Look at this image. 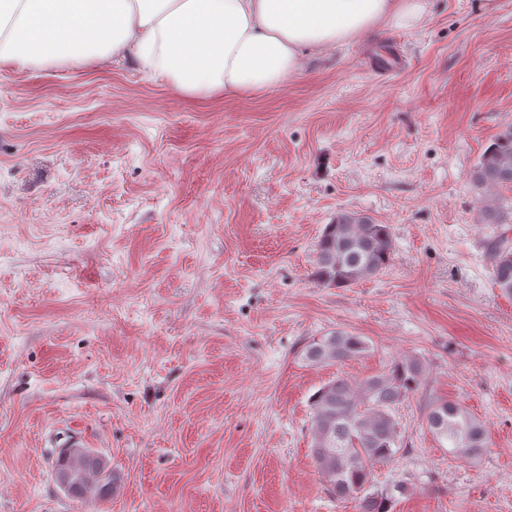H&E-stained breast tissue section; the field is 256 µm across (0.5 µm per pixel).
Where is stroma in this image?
<instances>
[{
	"mask_svg": "<svg viewBox=\"0 0 512 512\" xmlns=\"http://www.w3.org/2000/svg\"><path fill=\"white\" fill-rule=\"evenodd\" d=\"M412 27L305 60L284 88L184 95L139 67L0 68V512H94L53 477L72 434L108 512H356L309 454V396L421 358L394 512H512V297L470 173L512 125V0H425ZM392 228L384 273L310 277L324 224ZM342 331L370 350L308 362ZM491 445L449 458L428 399Z\"/></svg>",
	"mask_w": 512,
	"mask_h": 512,
	"instance_id": "stroma-1",
	"label": "stroma"
}]
</instances>
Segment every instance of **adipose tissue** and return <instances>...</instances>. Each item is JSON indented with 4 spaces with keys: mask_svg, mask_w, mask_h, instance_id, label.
Masks as SVG:
<instances>
[{
    "mask_svg": "<svg viewBox=\"0 0 512 512\" xmlns=\"http://www.w3.org/2000/svg\"><path fill=\"white\" fill-rule=\"evenodd\" d=\"M423 0H0V66L127 60L189 96L282 88Z\"/></svg>",
    "mask_w": 512,
    "mask_h": 512,
    "instance_id": "obj_1",
    "label": "adipose tissue"
}]
</instances>
